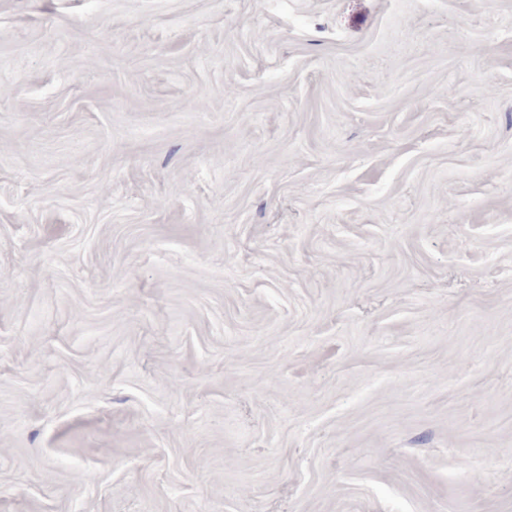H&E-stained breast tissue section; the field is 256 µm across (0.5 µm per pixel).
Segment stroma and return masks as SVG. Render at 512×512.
<instances>
[{"mask_svg": "<svg viewBox=\"0 0 512 512\" xmlns=\"http://www.w3.org/2000/svg\"><path fill=\"white\" fill-rule=\"evenodd\" d=\"M0 512H512V0H0Z\"/></svg>", "mask_w": 512, "mask_h": 512, "instance_id": "1", "label": "stroma"}]
</instances>
